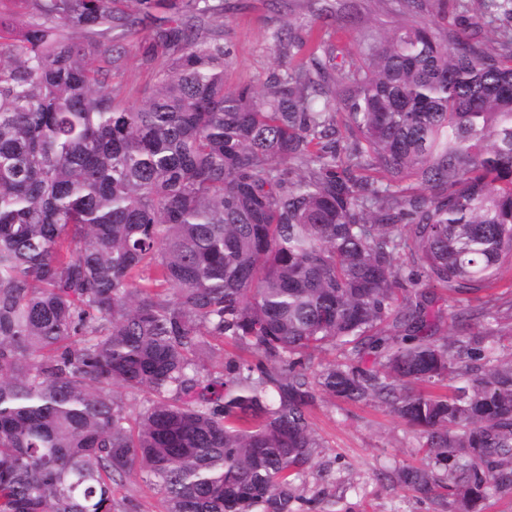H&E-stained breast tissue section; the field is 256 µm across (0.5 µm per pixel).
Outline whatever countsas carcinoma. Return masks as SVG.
Masks as SVG:
<instances>
[{"label":"carcinoma","instance_id":"carcinoma-1","mask_svg":"<svg viewBox=\"0 0 512 512\" xmlns=\"http://www.w3.org/2000/svg\"><path fill=\"white\" fill-rule=\"evenodd\" d=\"M415 3L341 80L276 32L257 91L224 81V0H0V512H113L131 477L163 512H289L319 394L417 428L425 493L512 488V300L436 307L512 264V32L447 44ZM226 341L253 360L213 372ZM152 82V71L142 65L135 56V49H129L127 65L123 72L116 77L114 84L121 86V96L129 103L140 100L143 91Z\"/></svg>","mask_w":512,"mask_h":512}]
</instances>
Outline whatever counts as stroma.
Masks as SVG:
<instances>
[{"mask_svg":"<svg viewBox=\"0 0 512 512\" xmlns=\"http://www.w3.org/2000/svg\"><path fill=\"white\" fill-rule=\"evenodd\" d=\"M367 7L368 28L331 22L313 32L322 47L335 49L340 71L358 60L367 31L401 19L396 0H368ZM309 18L305 0H224L227 83L261 88L279 66L273 33L301 32ZM308 413L320 446L295 483L290 512H460L453 490L424 494L400 481L402 470L429 469L434 461L418 431L385 407L320 397Z\"/></svg>","mask_w":512,"mask_h":512,"instance_id":"35a3bbf8","label":"stroma"}]
</instances>
